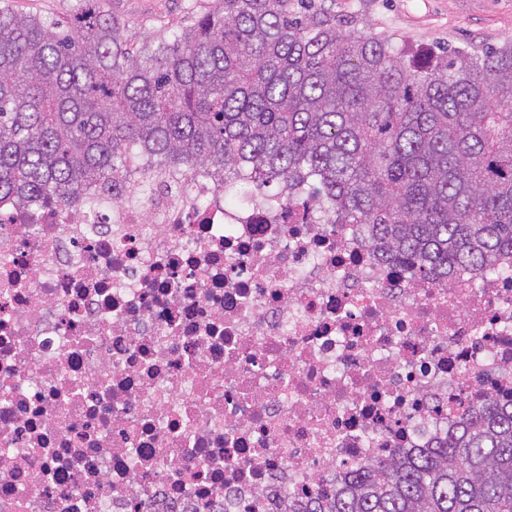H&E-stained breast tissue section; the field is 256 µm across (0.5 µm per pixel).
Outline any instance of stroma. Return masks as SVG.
<instances>
[{
    "label": "stroma",
    "mask_w": 512,
    "mask_h": 512,
    "mask_svg": "<svg viewBox=\"0 0 512 512\" xmlns=\"http://www.w3.org/2000/svg\"><path fill=\"white\" fill-rule=\"evenodd\" d=\"M134 41L155 40L193 22L211 0H102ZM316 9L364 33L394 35L419 59L446 48L512 42V0H314Z\"/></svg>",
    "instance_id": "35a3bbf8"
}]
</instances>
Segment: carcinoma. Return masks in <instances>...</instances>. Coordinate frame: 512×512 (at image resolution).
I'll return each instance as SVG.
<instances>
[{
	"label": "carcinoma",
	"instance_id": "1",
	"mask_svg": "<svg viewBox=\"0 0 512 512\" xmlns=\"http://www.w3.org/2000/svg\"><path fill=\"white\" fill-rule=\"evenodd\" d=\"M154 177L362 224L419 278L512 254V44L420 62L311 0H212L134 45L80 0L65 24L0 6V201L91 212L139 157ZM309 512H512V401L461 411L432 448L365 463Z\"/></svg>",
	"mask_w": 512,
	"mask_h": 512
}]
</instances>
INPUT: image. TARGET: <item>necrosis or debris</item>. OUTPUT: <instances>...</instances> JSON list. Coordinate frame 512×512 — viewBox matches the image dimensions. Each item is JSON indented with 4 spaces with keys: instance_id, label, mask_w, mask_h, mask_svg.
I'll return each instance as SVG.
<instances>
[{
    "instance_id": "obj_1",
    "label": "necrosis or debris",
    "mask_w": 512,
    "mask_h": 512,
    "mask_svg": "<svg viewBox=\"0 0 512 512\" xmlns=\"http://www.w3.org/2000/svg\"><path fill=\"white\" fill-rule=\"evenodd\" d=\"M0 205V512H308L512 397V257L419 279L196 174Z\"/></svg>"
}]
</instances>
